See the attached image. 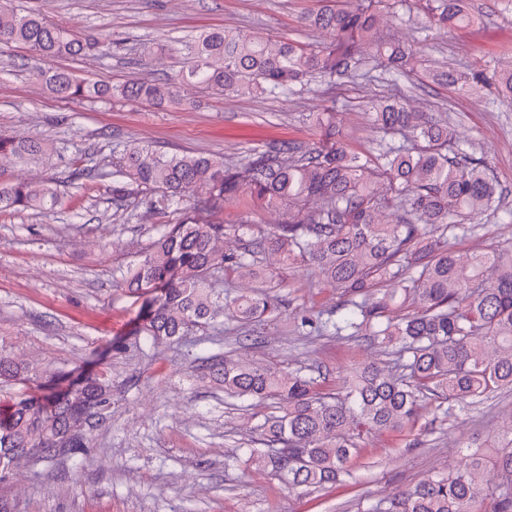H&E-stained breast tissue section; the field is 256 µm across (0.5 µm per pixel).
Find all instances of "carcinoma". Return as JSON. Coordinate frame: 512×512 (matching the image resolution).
<instances>
[{
    "label": "carcinoma",
    "mask_w": 512,
    "mask_h": 512,
    "mask_svg": "<svg viewBox=\"0 0 512 512\" xmlns=\"http://www.w3.org/2000/svg\"><path fill=\"white\" fill-rule=\"evenodd\" d=\"M309 25L331 34H354L370 56L404 68L415 53L376 36V15L361 16L350 0H318ZM431 25L465 29L473 19L465 0H424ZM0 42L23 44L51 57H82L108 47L49 22L36 9H9L0 0ZM332 68L331 54L286 38H263L223 29L204 31L187 46L182 67L164 83L128 78L101 83L67 70L37 72L58 98L192 104L187 91L217 96L274 95ZM380 133L374 156L364 160L333 143L283 159L275 148L252 150L238 166L212 155H172L145 146L125 149L112 171V196L132 181L182 209L201 190L222 202L241 192L253 205L288 209V221L267 228L245 218L226 224L207 209L189 208L118 280L145 298L139 332L155 343H177L218 315L242 326L272 320L270 290L284 265L303 264L346 297L338 320L300 318L303 327L338 337L366 336L386 356L357 362L342 390L325 393L317 378L277 365L224 357L209 367L224 395L252 405L272 404L260 425L262 447L249 448L244 468L266 466L288 485L306 490L332 486L361 456V441L375 432L414 428L424 411L448 417L455 407L512 388V241L464 258L450 240L500 198L484 162L458 147L448 122L410 108L394 96L373 104ZM41 142L0 135V160L35 156ZM56 202L45 184H0V210ZM249 240L231 248V239ZM254 282L245 294L215 288L226 274ZM112 407L103 373L67 380L0 355V386L15 390L0 416V483L22 460L48 458V439L67 427L71 387ZM368 512H512V420L493 442L473 448L463 466L380 499Z\"/></svg>",
    "instance_id": "1"
}]
</instances>
